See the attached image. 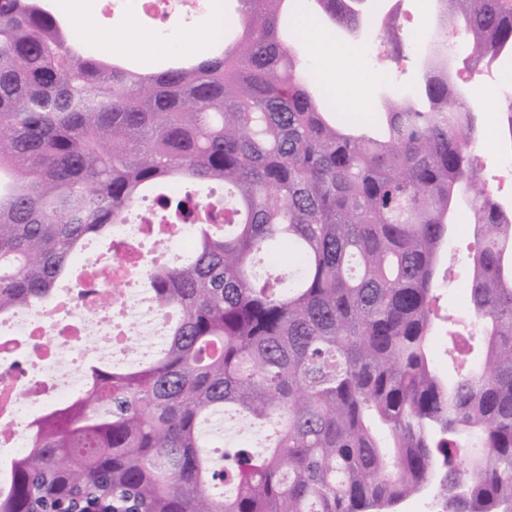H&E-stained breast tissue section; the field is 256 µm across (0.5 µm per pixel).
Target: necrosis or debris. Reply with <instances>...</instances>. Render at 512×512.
I'll use <instances>...</instances> for the list:
<instances>
[{
	"label": "necrosis or debris",
	"mask_w": 512,
	"mask_h": 512,
	"mask_svg": "<svg viewBox=\"0 0 512 512\" xmlns=\"http://www.w3.org/2000/svg\"><path fill=\"white\" fill-rule=\"evenodd\" d=\"M213 0H112L101 18L121 23L136 16L143 30L164 41H175L179 26L211 10ZM144 219L120 224L112 259L92 268L75 300L63 293L52 306L23 311L0 321V361L19 355L36 375L0 372V390L12 399L6 409V432L0 433V486L7 483L6 461L23 451L30 417L51 401L69 398L83 384L88 358H119L134 364L150 356L167 340V318L147 290H127L128 269L137 259Z\"/></svg>",
	"instance_id": "obj_1"
}]
</instances>
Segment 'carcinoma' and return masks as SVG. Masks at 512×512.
<instances>
[{
	"mask_svg": "<svg viewBox=\"0 0 512 512\" xmlns=\"http://www.w3.org/2000/svg\"><path fill=\"white\" fill-rule=\"evenodd\" d=\"M215 54L157 71L105 61L46 0H0V318L57 296L92 238L147 192L193 228L179 264L140 254L165 348L90 364L29 425L0 512H389L441 463L443 512H512V213L482 183L476 113L448 71L385 99L383 131L338 127L278 31L292 0H239ZM359 27L362 0H311ZM512 54V0H438L433 47ZM218 182L212 204L173 192ZM461 208L475 326L429 348ZM266 427L212 468L204 421Z\"/></svg>",
	"mask_w": 512,
	"mask_h": 512,
	"instance_id": "carcinoma-1",
	"label": "carcinoma"
}]
</instances>
